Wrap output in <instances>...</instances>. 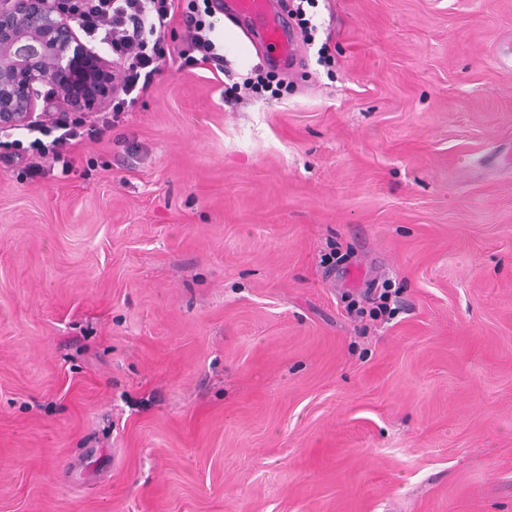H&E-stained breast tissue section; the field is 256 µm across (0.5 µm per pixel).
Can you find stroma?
Listing matches in <instances>:
<instances>
[{
    "label": "stroma",
    "instance_id": "stroma-1",
    "mask_svg": "<svg viewBox=\"0 0 512 512\" xmlns=\"http://www.w3.org/2000/svg\"><path fill=\"white\" fill-rule=\"evenodd\" d=\"M279 5L0 168V512H512V0ZM222 13L250 23L261 37L269 62L285 68L297 61V44L287 36L272 0H225ZM122 98L112 102L111 116L103 121L102 126L89 125L84 129L82 121L69 124L66 114L60 116L54 121L53 128L63 129L64 131L53 138L49 145H46L40 138L36 137L30 142L29 147H23L19 140L0 142V163L6 166L13 164H25V167L40 170L42 168L41 160L46 159L50 154L54 163L62 162L61 174H66L71 168V162L68 157V148L74 146L84 139H101L104 131L113 128L125 119V102Z\"/></svg>",
    "mask_w": 512,
    "mask_h": 512
}]
</instances>
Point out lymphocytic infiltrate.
Wrapping results in <instances>:
<instances>
[{
    "label": "lymphocytic infiltrate",
    "mask_w": 512,
    "mask_h": 512,
    "mask_svg": "<svg viewBox=\"0 0 512 512\" xmlns=\"http://www.w3.org/2000/svg\"><path fill=\"white\" fill-rule=\"evenodd\" d=\"M218 8L216 0H75L73 9L79 28L91 38L106 44L118 66V86L124 96L136 90H148L158 72V61L165 54L164 33L173 17H181L185 27V43L189 51L199 53L202 60L218 59V48L211 39L213 29L208 18ZM125 119V103H113L111 116L99 126L69 122L60 115L53 126L36 125L37 139L29 145L20 141L0 143V163L22 164L41 169L43 159L59 163L62 172H69L68 150L84 139L101 138L105 129ZM51 142H44V135Z\"/></svg>",
    "instance_id": "f902f5d3"
}]
</instances>
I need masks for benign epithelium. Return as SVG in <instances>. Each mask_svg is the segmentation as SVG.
<instances>
[{
	"instance_id": "1",
	"label": "benign epithelium",
	"mask_w": 512,
	"mask_h": 512,
	"mask_svg": "<svg viewBox=\"0 0 512 512\" xmlns=\"http://www.w3.org/2000/svg\"><path fill=\"white\" fill-rule=\"evenodd\" d=\"M60 0H0V131L34 124L52 109L86 110L74 88L112 62L78 37ZM51 94L38 106L37 87Z\"/></svg>"
}]
</instances>
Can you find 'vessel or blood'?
<instances>
[{"label": "vessel or blood", "instance_id": "vessel-or-blood-1", "mask_svg": "<svg viewBox=\"0 0 512 512\" xmlns=\"http://www.w3.org/2000/svg\"><path fill=\"white\" fill-rule=\"evenodd\" d=\"M223 13L250 23L261 37L269 62L284 67L297 61V44L287 36L272 0H224Z\"/></svg>", "mask_w": 512, "mask_h": 512}]
</instances>
